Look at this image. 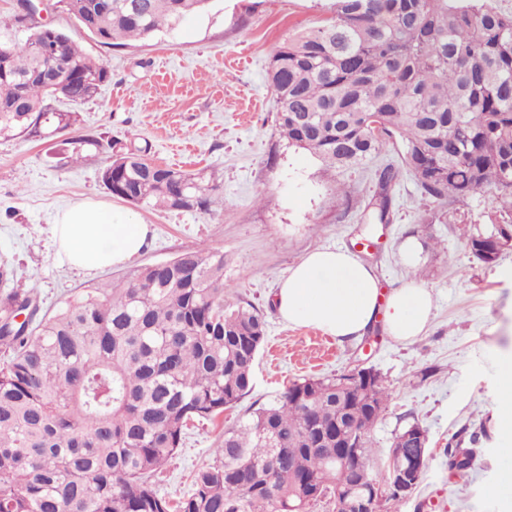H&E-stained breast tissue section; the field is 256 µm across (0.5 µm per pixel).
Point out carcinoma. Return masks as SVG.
I'll list each match as a JSON object with an SVG mask.
<instances>
[{
    "label": "carcinoma",
    "mask_w": 512,
    "mask_h": 512,
    "mask_svg": "<svg viewBox=\"0 0 512 512\" xmlns=\"http://www.w3.org/2000/svg\"><path fill=\"white\" fill-rule=\"evenodd\" d=\"M103 45L145 41L208 0H62ZM328 24L288 40L272 57L275 126L326 165L354 168L400 137L401 163L377 171L368 208L389 223L391 190L405 173L442 204L490 190L510 219L470 236L489 263L512 240V13L492 0H332ZM0 20V138L72 132V107L111 76L65 32ZM60 43L48 79L49 48ZM377 117L378 134L368 135ZM63 158L107 154L101 182L135 206L207 213L219 196L197 172L151 162L147 149L77 135ZM37 300L0 295V320ZM266 327L249 302H229L224 254L185 251L63 301L35 326L6 329L0 345V512H309L354 485L376 490L371 512L402 500L373 478L370 429L386 408L380 373L370 388L344 374L294 382L224 430L191 491L171 501L155 472L194 421L237 407L253 386ZM463 476L474 457L448 446Z\"/></svg>",
    "instance_id": "1"
}]
</instances>
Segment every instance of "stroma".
<instances>
[{
    "label": "stroma",
    "instance_id": "stroma-1",
    "mask_svg": "<svg viewBox=\"0 0 512 512\" xmlns=\"http://www.w3.org/2000/svg\"><path fill=\"white\" fill-rule=\"evenodd\" d=\"M330 4L210 0L175 29L119 47L99 43L54 5L46 20L111 70L98 94L79 106V131L147 147L160 165L204 172L219 184L223 207L210 214L135 210L101 184L104 155L71 164L53 156L61 136L0 139V258L14 266L12 288L36 289L41 313L50 314L64 297L120 279L130 268L187 250L221 252L232 300L251 302L266 321L244 406L268 404L292 381L366 363L379 371L389 394L370 431L377 481L385 479L383 462L396 432L416 422L429 439L418 489L388 503L389 512H512V496L490 495L502 466L499 451L512 446L494 403L499 373L512 364V252L487 265L468 247L472 234L501 223L500 205L486 192L441 204L422 196L406 175L392 190L391 223L374 247L363 248L375 172L399 163V146L359 168L331 169L276 130L270 61L288 39L325 25ZM89 197L151 224L150 245L104 270L68 267L51 227L61 210ZM410 243L418 251L413 264L404 259ZM321 247L353 251L375 268L383 288L411 280L431 288L434 310L425 334L399 342L378 327L341 344L284 322L276 291L307 253ZM237 418L228 411L216 422L191 426L154 479L160 494L175 500L190 491L195 472ZM454 438L475 457L465 479L449 470L444 454Z\"/></svg>",
    "mask_w": 512,
    "mask_h": 512
}]
</instances>
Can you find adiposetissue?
<instances>
[{"instance_id":"1","label":"adipose tissue","mask_w":512,"mask_h":512,"mask_svg":"<svg viewBox=\"0 0 512 512\" xmlns=\"http://www.w3.org/2000/svg\"><path fill=\"white\" fill-rule=\"evenodd\" d=\"M149 234L148 225L90 199L64 210L53 227L58 255L70 267L87 271L132 259L147 246ZM276 307L288 324L341 342L364 335L379 320L394 340L408 342L426 331L433 294L413 282L381 294L371 266L344 249H318L281 283Z\"/></svg>"}]
</instances>
